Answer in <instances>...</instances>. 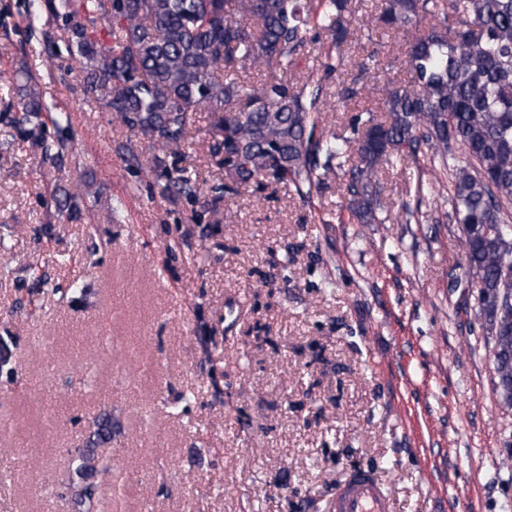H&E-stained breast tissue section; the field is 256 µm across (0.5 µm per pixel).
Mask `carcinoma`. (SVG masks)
Returning <instances> with one entry per match:
<instances>
[{"instance_id": "carcinoma-1", "label": "carcinoma", "mask_w": 512, "mask_h": 512, "mask_svg": "<svg viewBox=\"0 0 512 512\" xmlns=\"http://www.w3.org/2000/svg\"><path fill=\"white\" fill-rule=\"evenodd\" d=\"M318 27L331 46L322 74L306 80L277 77L259 88L237 81L246 66L271 70L290 64L304 45L309 17L300 0H86L84 13L69 0L52 6L78 54L90 63L84 89L104 100L122 123L161 147L178 146L190 135L194 112H209L212 153L224 152L231 179L286 182L306 197L326 172H345L348 208L360 224L379 222L381 188L376 167L394 155L431 153L448 172V203L461 226L465 276L475 283L477 316L494 340V391L512 410V0H382L377 20L411 34L409 81L384 90L383 118L357 117L354 137L321 141L313 128L331 75L345 65L340 47L350 35L349 0H321ZM438 26L421 28L435 13ZM112 17L118 52L96 48L89 29ZM26 118H39L43 104L28 86L22 94ZM59 138L40 141L52 158L66 146ZM84 289L31 288L27 301L48 293ZM0 374L11 378L8 341L0 337ZM82 445L68 451L56 486L71 512H93L99 503L94 478L112 474L99 447L112 442V414L100 412Z\"/></svg>"}]
</instances>
